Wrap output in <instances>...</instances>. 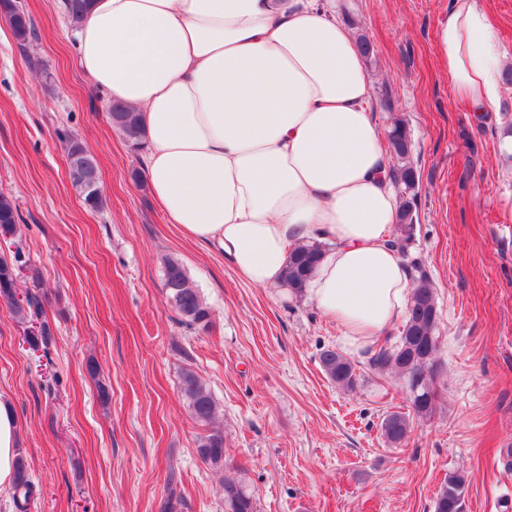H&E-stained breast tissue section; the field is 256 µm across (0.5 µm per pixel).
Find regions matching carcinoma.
<instances>
[{"label": "carcinoma", "instance_id": "obj_1", "mask_svg": "<svg viewBox=\"0 0 512 512\" xmlns=\"http://www.w3.org/2000/svg\"><path fill=\"white\" fill-rule=\"evenodd\" d=\"M61 13L73 26H81L89 15V0H64ZM0 15L6 19L20 46H26L35 36V26L19 0H0ZM110 112L116 114L115 127L126 143L134 148L143 144L145 131L137 113L119 106H111ZM57 137L66 146L72 185L81 197L84 205L98 210L103 204L100 192L92 188L98 181V164L95 156L74 134L60 131ZM389 144L398 160L399 168L391 171V176L400 188L402 202L399 206V224L393 247L402 255H407L414 240V214L412 200L415 196V169L406 159L410 155L411 140L403 123L396 120L389 132ZM21 217L18 206L8 195L0 192V229L13 235L18 230ZM322 246L305 245L294 249L289 256L286 271V284L293 294L304 295L308 280L319 263ZM22 268L21 255L15 253L10 260L0 256V300L12 311L19 321L27 317H39L41 301L37 294L26 291L18 297V273ZM418 275L414 277L407 320L399 336V341L391 347L383 346L370 357L369 366L376 372L395 369L405 380L409 392H417L410 398L411 407L419 417L433 413L436 398L434 373L437 347L436 331L438 327V308L434 288L428 277L421 272V266L412 263ZM164 289L181 321L199 331H207L212 323V312L204 301L200 291L190 279L184 266L176 259L164 260ZM320 363L325 376L336 386L353 390L358 382L355 365L333 348L320 353ZM179 394L186 404L193 420L208 431L198 439L197 454L203 463L214 469L225 465L224 431L212 429L210 425L215 416L216 402L206 384L192 370L181 372ZM382 434L387 442L399 444L410 432V417L404 413H391L381 424ZM14 501L18 509H24L22 502L28 501L32 493L28 467L23 458L16 462ZM224 512H257L256 500L244 480L226 478L222 484ZM184 505V499L175 475H170L167 493L160 506V512H177ZM434 512H465V479L459 473L448 474L436 495Z\"/></svg>", "mask_w": 512, "mask_h": 512}]
</instances>
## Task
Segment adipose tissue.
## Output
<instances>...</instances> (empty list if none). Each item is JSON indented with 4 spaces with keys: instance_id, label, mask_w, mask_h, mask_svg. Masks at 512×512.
Returning <instances> with one entry per match:
<instances>
[{
    "instance_id": "ef3b65f1",
    "label": "adipose tissue",
    "mask_w": 512,
    "mask_h": 512,
    "mask_svg": "<svg viewBox=\"0 0 512 512\" xmlns=\"http://www.w3.org/2000/svg\"><path fill=\"white\" fill-rule=\"evenodd\" d=\"M435 44L452 97L493 111L508 63L479 0H453ZM77 47L89 79L139 112L150 191L188 239L257 288L282 286L295 247L323 244L305 296L350 352L405 318L387 139L334 0H91ZM17 429L0 401V490Z\"/></svg>"
}]
</instances>
